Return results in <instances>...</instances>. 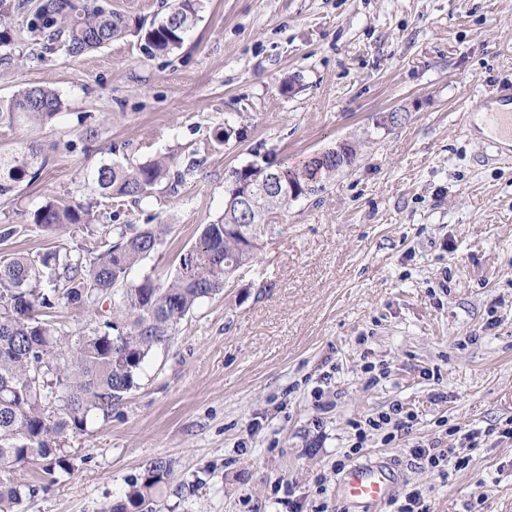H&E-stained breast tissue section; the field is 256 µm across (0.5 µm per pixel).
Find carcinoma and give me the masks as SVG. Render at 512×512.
<instances>
[{
    "label": "carcinoma",
    "instance_id": "carcinoma-1",
    "mask_svg": "<svg viewBox=\"0 0 512 512\" xmlns=\"http://www.w3.org/2000/svg\"><path fill=\"white\" fill-rule=\"evenodd\" d=\"M201 6L202 0H172L167 15L146 28L105 0H0V48L12 44L11 17L28 14V32L46 51L60 42L77 56L134 34L151 52L165 54L182 44ZM61 108L57 91L33 86L0 99V121L40 123ZM356 159L357 148L346 155L334 144L301 167L265 159L233 169L223 215L203 226L163 281L149 274L128 280L132 267L164 244L153 224L112 225L96 255L78 246L0 259V512H18L24 499L47 489L15 481L18 466L36 461L52 483L55 474L71 473L67 436L83 435L98 419L112 417V407L137 387L153 350L172 338L198 304L223 292L258 259L272 215L322 192L325 180ZM45 164L34 143L0 153V197L34 180V168ZM168 172L161 158L135 167L107 159L92 181L107 199L139 203ZM92 221L91 208L81 203L48 201L32 213V223L48 232L87 228ZM62 307L88 316V322L65 330ZM174 476L170 461L150 460L128 481L124 497L102 512H156Z\"/></svg>",
    "mask_w": 512,
    "mask_h": 512
}]
</instances>
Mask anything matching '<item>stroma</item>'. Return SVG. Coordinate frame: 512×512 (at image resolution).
<instances>
[{
	"label": "stroma",
	"mask_w": 512,
	"mask_h": 512,
	"mask_svg": "<svg viewBox=\"0 0 512 512\" xmlns=\"http://www.w3.org/2000/svg\"><path fill=\"white\" fill-rule=\"evenodd\" d=\"M12 58L0 98L56 89L63 107L34 126L0 122V150L37 142L40 177L0 198L18 232L0 258L64 250L83 230L48 235L29 214L48 200L97 203L102 224H162L159 250L129 274L164 278L224 212V176L256 156L297 165L347 139L352 169L292 202L260 260L181 321L139 385L68 436L72 474L20 512H101L153 458L177 482L163 512H393L347 504L351 466L390 462L396 492L423 490L430 512H512V161L482 163L486 141L460 123L512 79V0H204L182 45L151 55L131 35L80 56L33 57L11 18ZM406 109L402 124L386 113ZM99 130L79 146V116ZM231 129L218 144L217 129ZM158 156L170 172L139 204L101 198V161ZM402 404L409 433L354 422ZM449 476L415 459L417 445L462 448Z\"/></svg>",
	"instance_id": "35a3bbf8"
}]
</instances>
